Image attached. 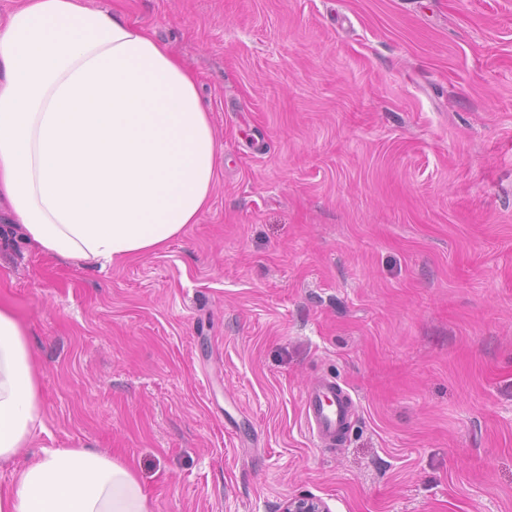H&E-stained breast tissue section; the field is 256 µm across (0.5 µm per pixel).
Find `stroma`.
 Segmentation results:
<instances>
[{"instance_id": "1", "label": "stroma", "mask_w": 512, "mask_h": 512, "mask_svg": "<svg viewBox=\"0 0 512 512\" xmlns=\"http://www.w3.org/2000/svg\"><path fill=\"white\" fill-rule=\"evenodd\" d=\"M86 2L197 74L222 153L198 223L103 270L0 203L42 423L0 489L93 448L153 512H512V0ZM355 407L346 388L327 378L317 380L304 395L307 428L318 447L342 441ZM283 512H329L326 503L311 495L288 497L282 508Z\"/></svg>"}]
</instances>
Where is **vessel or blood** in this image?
I'll return each instance as SVG.
<instances>
[{
    "instance_id": "1",
    "label": "vessel or blood",
    "mask_w": 512,
    "mask_h": 512,
    "mask_svg": "<svg viewBox=\"0 0 512 512\" xmlns=\"http://www.w3.org/2000/svg\"><path fill=\"white\" fill-rule=\"evenodd\" d=\"M355 407L346 388L329 379H320L304 395L307 428L317 446L329 447L342 441Z\"/></svg>"
}]
</instances>
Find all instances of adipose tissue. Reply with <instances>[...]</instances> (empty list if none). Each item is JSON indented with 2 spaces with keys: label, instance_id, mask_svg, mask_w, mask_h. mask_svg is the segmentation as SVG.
I'll use <instances>...</instances> for the list:
<instances>
[{
  "label": "adipose tissue",
  "instance_id": "1",
  "mask_svg": "<svg viewBox=\"0 0 512 512\" xmlns=\"http://www.w3.org/2000/svg\"><path fill=\"white\" fill-rule=\"evenodd\" d=\"M219 149L197 76L153 34L84 0H24L0 27V199L52 255L107 268L197 223ZM40 413L27 332L0 306V460ZM0 512H151L135 468L45 448L0 491Z\"/></svg>",
  "mask_w": 512,
  "mask_h": 512
}]
</instances>
